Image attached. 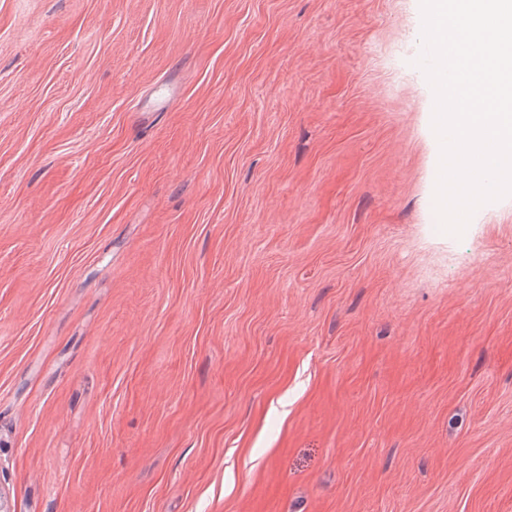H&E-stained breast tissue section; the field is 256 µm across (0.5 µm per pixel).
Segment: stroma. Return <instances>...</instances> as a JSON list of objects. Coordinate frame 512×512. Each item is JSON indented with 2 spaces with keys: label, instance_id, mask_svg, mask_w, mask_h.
Here are the masks:
<instances>
[{
  "label": "stroma",
  "instance_id": "1",
  "mask_svg": "<svg viewBox=\"0 0 512 512\" xmlns=\"http://www.w3.org/2000/svg\"><path fill=\"white\" fill-rule=\"evenodd\" d=\"M421 31L0 0L5 512H512V197L440 230Z\"/></svg>",
  "mask_w": 512,
  "mask_h": 512
}]
</instances>
